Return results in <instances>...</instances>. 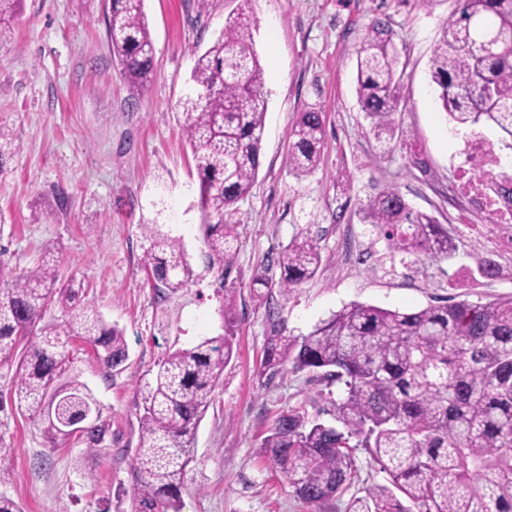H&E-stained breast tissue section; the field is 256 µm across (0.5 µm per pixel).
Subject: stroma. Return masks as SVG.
Here are the masks:
<instances>
[{
    "mask_svg": "<svg viewBox=\"0 0 512 512\" xmlns=\"http://www.w3.org/2000/svg\"><path fill=\"white\" fill-rule=\"evenodd\" d=\"M109 0H24L23 19L0 28V126L16 150L0 173V265L19 273L54 251L60 272L83 282L81 300L125 333L129 357L107 374L92 347L71 343V372L112 418L107 455L87 456L70 442L50 447L40 420L0 407V434L14 454L0 494L24 512H130L124 494L138 441L137 391L169 350L223 334L225 288L236 294V354L199 424L182 512H315L287 478L258 454L274 418L291 407L329 421L339 387L282 367L259 377L269 308L291 336L308 334L344 305L359 302L413 310L432 297L486 301L512 295V257L491 256L482 239L499 231L466 217L448 201L449 154L463 147L436 102L430 68L442 23L454 0H144L155 75L131 93L107 38ZM251 19L268 101L260 167L236 205L237 258L227 281L209 269L200 217L190 202L198 176L182 131L178 102L186 94L195 52L220 34L229 13ZM382 21L401 54L404 107L390 146L369 129L356 95V51L370 24ZM324 120L318 167L295 175L288 133L300 112ZM418 150L426 171L412 163ZM397 186L415 209L455 236L457 254L443 284L435 262L394 264L358 210L375 190ZM160 224L182 239L194 279L159 295L141 267V225ZM321 249L314 278L290 294L257 297L253 280H279V254L299 234ZM491 259L493 277L478 263ZM349 496L325 512H348L350 495L384 485L371 454L354 450Z\"/></svg>",
    "mask_w": 512,
    "mask_h": 512,
    "instance_id": "stroma-1",
    "label": "stroma"
}]
</instances>
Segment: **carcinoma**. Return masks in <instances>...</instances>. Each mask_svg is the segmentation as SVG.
<instances>
[{
  "mask_svg": "<svg viewBox=\"0 0 512 512\" xmlns=\"http://www.w3.org/2000/svg\"><path fill=\"white\" fill-rule=\"evenodd\" d=\"M22 0H0V24L16 22ZM249 17L229 15L210 46L194 55L189 92L180 100L183 133L198 174L195 207L202 216L208 268L226 280L235 262V205L248 195L260 165L267 114L263 71L248 34ZM512 0H456L434 48L431 79L450 121L491 123L512 149ZM107 36L129 86L154 74L144 0H110ZM357 96L370 132L390 144L401 108L403 71L392 32L374 21L357 52ZM288 165L310 173L324 145L321 112L299 114L290 132ZM387 252L404 267L452 260L454 238L436 218L413 208L394 186L369 195L359 209ZM142 267L172 292L193 277L180 238L159 224H141ZM321 251L309 237L281 252L279 293L315 276ZM83 284L61 277L48 251L0 286V365L15 368L10 403L47 417L50 443L75 441L90 456L112 447V425L93 391L78 377L62 383L70 343L81 339L112 373L128 358L123 331L80 302ZM234 291L224 289V335L176 349L140 383L139 437L131 463V512H181V489L200 421L234 353ZM61 319L41 324L47 308ZM259 376L285 364L325 386H343L334 423L301 408L282 412L259 453L289 479L304 503L321 507L347 492L355 478L353 451L367 449L389 475L352 500L349 512H512V296L486 302L436 297L413 310L353 302L300 337L286 334L269 310ZM93 419L79 437L72 425ZM14 449L0 436V484Z\"/></svg>",
  "mask_w": 512,
  "mask_h": 512,
  "instance_id": "obj_1",
  "label": "carcinoma"
}]
</instances>
